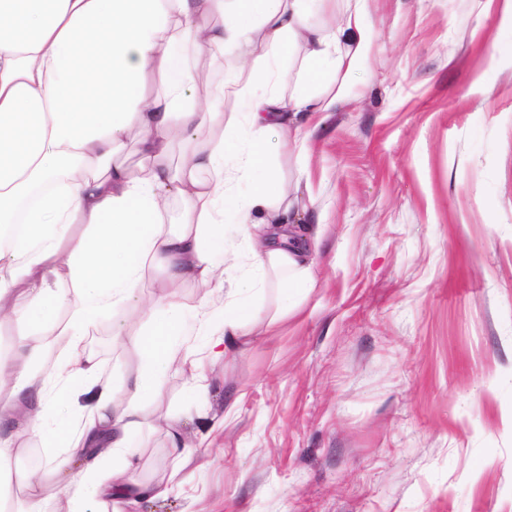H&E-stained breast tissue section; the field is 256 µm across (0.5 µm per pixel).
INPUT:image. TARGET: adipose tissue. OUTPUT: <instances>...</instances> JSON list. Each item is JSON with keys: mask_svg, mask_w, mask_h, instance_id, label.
Listing matches in <instances>:
<instances>
[{"mask_svg": "<svg viewBox=\"0 0 512 512\" xmlns=\"http://www.w3.org/2000/svg\"><path fill=\"white\" fill-rule=\"evenodd\" d=\"M321 2L0 0V322L25 327L11 363H0V486L25 488L22 512H46L48 482L62 490L56 512L166 499L170 482L134 479L132 438L152 428L183 463L195 417L150 418L146 402L179 373L207 417L219 362L267 298L278 320L289 290L314 288L307 250L291 245L307 219L295 207L300 188L281 180L266 136L280 132L307 154L316 115L347 96L312 75L353 73L378 36L365 0L318 26L309 15ZM216 14L222 23H211ZM201 55L237 66L214 84L195 65ZM296 55L293 81L286 63ZM152 73L159 85L148 95ZM201 84L209 92L198 99ZM132 129L134 171L113 161ZM205 130L206 144L172 166L174 133ZM173 198L183 214L168 225ZM185 284L202 290L195 304L176 294ZM111 307L140 327L115 340L141 358L118 389L86 348ZM36 433L63 443L67 458L13 475Z\"/></svg>", "mask_w": 512, "mask_h": 512, "instance_id": "1", "label": "adipose tissue"}]
</instances>
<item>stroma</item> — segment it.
<instances>
[{
  "instance_id": "1",
  "label": "stroma",
  "mask_w": 512,
  "mask_h": 512,
  "mask_svg": "<svg viewBox=\"0 0 512 512\" xmlns=\"http://www.w3.org/2000/svg\"><path fill=\"white\" fill-rule=\"evenodd\" d=\"M379 33L310 158L324 225L316 286L256 322L209 392L224 427L207 468L143 432L137 479L175 476L126 512H512V61L493 64L495 0H367ZM86 344L113 380L141 365ZM168 376L148 414H195Z\"/></svg>"
}]
</instances>
